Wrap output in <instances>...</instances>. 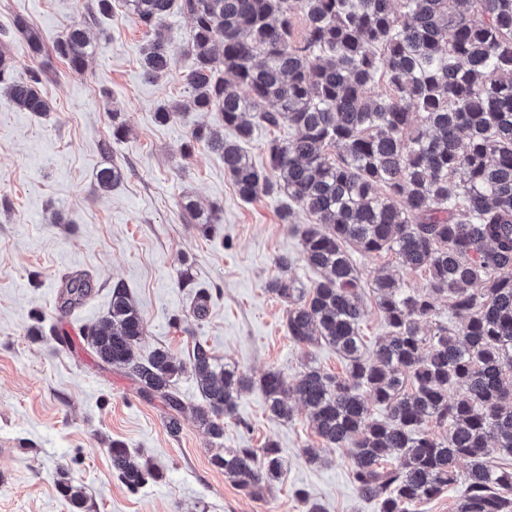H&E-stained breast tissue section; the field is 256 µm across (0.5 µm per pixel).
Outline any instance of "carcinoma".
<instances>
[{"label":"carcinoma","mask_w":512,"mask_h":512,"mask_svg":"<svg viewBox=\"0 0 512 512\" xmlns=\"http://www.w3.org/2000/svg\"><path fill=\"white\" fill-rule=\"evenodd\" d=\"M123 2L153 31L142 51L144 75L185 60L195 111L218 112L235 133L226 140L199 124L185 149L203 144L220 153L242 201L278 196L286 200L283 221L296 208L311 218L301 259L320 279L306 286L288 276L291 259L281 256L269 290L286 304L292 342L332 346L348 378L308 365L292 384L278 370L255 380L235 367L217 370L200 342L187 363L164 347L143 356L146 323L122 284L112 289L107 315L84 332L92 352L166 407L174 435L185 406L173 385L190 372L202 395L194 412L218 445L210 463L250 498L272 494L284 463L273 440L224 447V419L257 386L277 419L293 417L289 398L302 403L321 443L346 449L358 495L377 501L379 512H419L451 486L456 512H512V0ZM175 10L192 20L182 47L165 35ZM12 37L34 57L44 52L41 34L21 19L0 29L1 43ZM90 47L82 28L53 42L56 57L74 69ZM226 74L240 90L230 89ZM43 77L40 68L15 78L0 49V96L13 107L50 111ZM260 125L288 126V139L268 143L262 168L242 147ZM121 179L115 165L96 174L106 191ZM182 208L205 232L219 223L216 210L205 213L191 199ZM354 250L392 252L427 278L422 288L389 274L373 281L389 332L372 358L360 333L366 311ZM92 291L88 277H68L61 308L82 305ZM441 296L454 324L438 322L425 334L421 323ZM209 301L204 289L194 292V320L207 318ZM372 403L382 419H369ZM429 423L443 433H430ZM108 452L131 490L159 477L119 442ZM460 460L468 462L463 477ZM58 491L71 512H83L81 487L64 475Z\"/></svg>","instance_id":"carcinoma-1"}]
</instances>
